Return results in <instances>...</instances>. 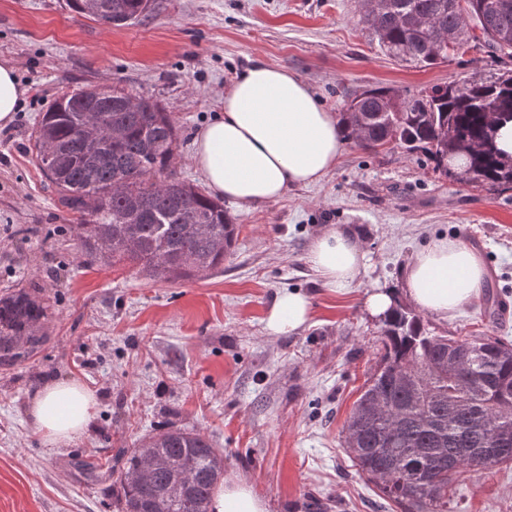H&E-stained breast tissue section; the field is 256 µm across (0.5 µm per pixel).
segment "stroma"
I'll return each mask as SVG.
<instances>
[{"instance_id":"35a3bbf8","label":"stroma","mask_w":512,"mask_h":512,"mask_svg":"<svg viewBox=\"0 0 512 512\" xmlns=\"http://www.w3.org/2000/svg\"><path fill=\"white\" fill-rule=\"evenodd\" d=\"M25 88L0 128V298L20 291L44 309L42 342L26 361L0 364V512H115L112 471L149 434L201 431L224 454V478L242 480L268 512H403L353 467L344 425L381 347L376 289L404 294L415 254L446 237L476 246L488 276L481 299L437 331L512 341V317L484 316L488 300L512 302V191L436 178L422 155L379 154L344 142L319 182L278 201L225 202L236 226L231 255L210 277L149 279L131 263L88 262L37 166L44 112L83 86H119L152 97L179 129L171 166L202 185L190 165L196 133L224 106V89L261 61L297 75L332 112L348 94L391 87L410 97L499 64L456 56L415 68L383 55L359 22L358 0H153L133 25L78 16L66 0H0V61ZM357 237L367 268L354 288L324 286L308 257L326 229ZM297 291L309 323L269 334L278 293ZM77 380L98 410L77 439L52 447L33 430L31 396L49 380ZM95 462L98 477L78 468ZM448 512H512V464L467 472L448 489Z\"/></svg>"}]
</instances>
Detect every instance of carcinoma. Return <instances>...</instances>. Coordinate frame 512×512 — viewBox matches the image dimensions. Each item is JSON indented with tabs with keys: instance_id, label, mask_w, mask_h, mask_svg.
<instances>
[{
	"instance_id": "1",
	"label": "carcinoma",
	"mask_w": 512,
	"mask_h": 512,
	"mask_svg": "<svg viewBox=\"0 0 512 512\" xmlns=\"http://www.w3.org/2000/svg\"><path fill=\"white\" fill-rule=\"evenodd\" d=\"M104 16L132 25L143 0H103ZM359 22L389 57L419 68L483 50L501 68L403 98L386 87L350 95L344 138L379 153H420L439 177L512 190V156L495 127L512 122V0H359ZM92 103L119 131L86 146ZM178 129L149 97L114 87L79 89L56 101L36 130L39 169L79 217L88 258L128 261L163 280L199 279L224 265L235 224L224 205L170 168ZM53 150L46 164L42 148ZM465 158L456 167L448 161ZM43 311L26 294L0 302V362L28 358L42 341ZM382 347L345 425L358 470L405 512H448V485L465 471L512 463V344L438 334L415 309L384 314ZM479 355H469L470 348ZM119 512H209L224 455L195 429L168 428L126 452Z\"/></svg>"
}]
</instances>
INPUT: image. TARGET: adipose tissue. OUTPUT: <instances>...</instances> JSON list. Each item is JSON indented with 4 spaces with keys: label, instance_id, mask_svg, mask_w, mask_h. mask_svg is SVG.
<instances>
[{
    "label": "adipose tissue",
    "instance_id": "ef3b65f1",
    "mask_svg": "<svg viewBox=\"0 0 512 512\" xmlns=\"http://www.w3.org/2000/svg\"><path fill=\"white\" fill-rule=\"evenodd\" d=\"M336 113L325 109L306 83L288 71L258 63L224 90V110L196 135L190 164L216 197L242 206L279 200L294 186L313 184L335 168L342 153ZM323 283L343 292L366 266L361 241L329 229L309 254ZM485 270L464 242L441 238L422 248L407 266L404 290L420 311L441 317L481 295ZM312 317L297 292L276 296L266 319L270 333L286 335ZM97 410L81 382L52 380L33 395L28 415L44 442L55 445L82 435ZM265 502L243 481L218 485L212 512H266Z\"/></svg>",
    "mask_w": 512,
    "mask_h": 512
}]
</instances>
